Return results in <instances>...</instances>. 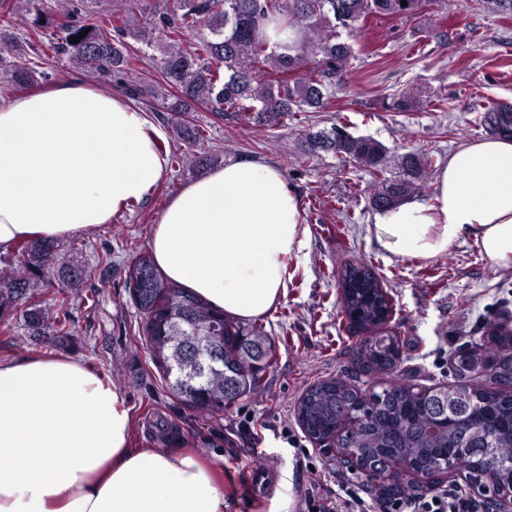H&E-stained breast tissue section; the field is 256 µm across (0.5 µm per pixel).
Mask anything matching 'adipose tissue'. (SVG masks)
I'll return each instance as SVG.
<instances>
[{
  "mask_svg": "<svg viewBox=\"0 0 512 512\" xmlns=\"http://www.w3.org/2000/svg\"><path fill=\"white\" fill-rule=\"evenodd\" d=\"M164 134L125 97L73 78L0 98V253L92 232L146 200L169 167ZM387 252L433 258L462 237L512 262V139L463 144L433 200L379 212ZM300 200L275 166L239 160L170 201L151 241L167 276L238 318L287 293L305 246ZM110 376L69 356L0 358V512H224V484L185 449L131 445Z\"/></svg>",
  "mask_w": 512,
  "mask_h": 512,
  "instance_id": "ef3b65f1",
  "label": "adipose tissue"
}]
</instances>
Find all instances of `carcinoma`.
I'll return each mask as SVG.
<instances>
[{
  "label": "carcinoma",
  "instance_id": "1",
  "mask_svg": "<svg viewBox=\"0 0 512 512\" xmlns=\"http://www.w3.org/2000/svg\"><path fill=\"white\" fill-rule=\"evenodd\" d=\"M437 0H122L108 18L79 20L84 0H0V20L8 24L21 5L34 14L24 31L0 34V55L20 59L10 80L26 85L49 81L55 71L41 68L51 58L66 59L89 70L106 85L117 84L126 96L146 105L158 97L134 79L129 40L159 51L150 63L170 88V111L187 114L201 106L216 115L243 118L257 127H276L292 112H324L330 90L344 86L354 58L351 39L371 17L410 16ZM67 18L57 24L56 16ZM87 35L78 38L82 31ZM77 42H71V38ZM346 118L328 129L300 134L309 154L331 153L364 165L373 175L372 206H395L417 189L428 158L407 153L399 158L406 177L389 179L387 149L380 142L355 137ZM500 132L512 131V109L493 110ZM180 135L191 147L206 140V130L187 120ZM50 245L20 242L0 270V332L10 333L3 317L23 311L32 330L53 328L72 333L70 303L62 289L53 298L50 317L32 291L53 263ZM344 316L355 327L372 331L381 325L384 307L377 277L362 266L341 276ZM126 287L143 316L142 334L151 359L167 375L177 372L169 391L195 413L213 415L247 395L276 357L260 325L245 331L224 311L158 269L153 256L139 252L127 267ZM205 337L219 351L217 371L205 379L184 373L182 360L195 359L196 340ZM355 362L369 374L391 371L399 357L394 336H371L356 349ZM483 365L487 381L421 391L391 382L363 400L348 383L324 380L306 390L297 406L305 432L317 441L336 437L338 448H354L367 472L399 469L409 458L425 468L445 455L460 461L459 470L500 485L512 483V331L491 324L487 343L472 349L460 365L463 376ZM362 403L365 420L350 433H339L349 414Z\"/></svg>",
  "mask_w": 512,
  "mask_h": 512
}]
</instances>
